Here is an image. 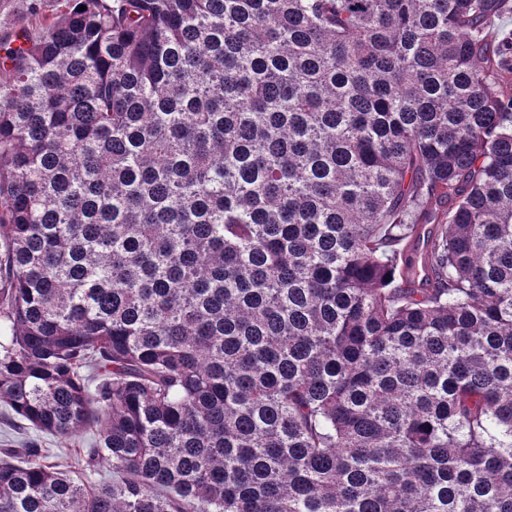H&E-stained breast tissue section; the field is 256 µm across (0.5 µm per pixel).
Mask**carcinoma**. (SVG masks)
I'll use <instances>...</instances> for the list:
<instances>
[{
	"mask_svg": "<svg viewBox=\"0 0 512 512\" xmlns=\"http://www.w3.org/2000/svg\"><path fill=\"white\" fill-rule=\"evenodd\" d=\"M73 2L0 61V403L95 440L0 512H512V0Z\"/></svg>",
	"mask_w": 512,
	"mask_h": 512,
	"instance_id": "1",
	"label": "carcinoma"
}]
</instances>
